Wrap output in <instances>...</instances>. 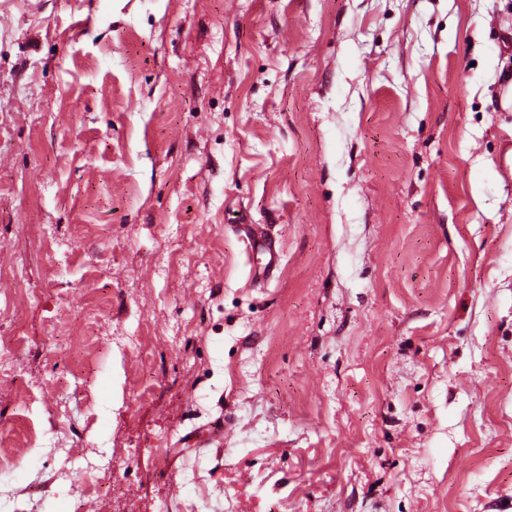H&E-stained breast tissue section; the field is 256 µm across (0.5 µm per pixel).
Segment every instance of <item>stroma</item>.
<instances>
[{
  "mask_svg": "<svg viewBox=\"0 0 512 512\" xmlns=\"http://www.w3.org/2000/svg\"><path fill=\"white\" fill-rule=\"evenodd\" d=\"M509 69L512 0H0V512H512ZM245 234L250 247L248 254L264 256L266 262L263 264V273H272L279 264V257L271 240L262 233L252 232L251 230H246Z\"/></svg>",
  "mask_w": 512,
  "mask_h": 512,
  "instance_id": "obj_1",
  "label": "stroma"
}]
</instances>
